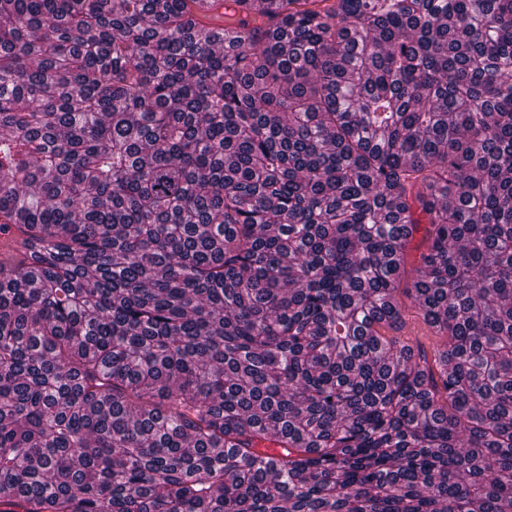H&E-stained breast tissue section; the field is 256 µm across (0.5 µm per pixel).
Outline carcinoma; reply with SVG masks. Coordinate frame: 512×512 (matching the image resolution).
<instances>
[{
  "label": "carcinoma",
  "instance_id": "carcinoma-1",
  "mask_svg": "<svg viewBox=\"0 0 512 512\" xmlns=\"http://www.w3.org/2000/svg\"><path fill=\"white\" fill-rule=\"evenodd\" d=\"M0 224V512L512 502V0H0ZM397 298L403 308L404 327L399 332L380 329L381 334L386 337H401V339L409 342L411 345L417 343L427 352L429 357H432L434 352L444 345L446 336L438 335L434 329L424 323L422 316L418 313L410 299L401 294Z\"/></svg>",
  "mask_w": 512,
  "mask_h": 512
}]
</instances>
